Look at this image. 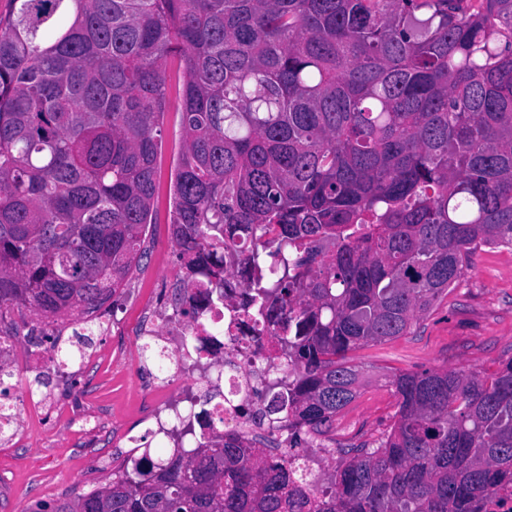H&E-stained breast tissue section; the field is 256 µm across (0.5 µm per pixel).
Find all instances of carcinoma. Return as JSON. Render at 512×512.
<instances>
[{
	"instance_id": "1",
	"label": "carcinoma",
	"mask_w": 512,
	"mask_h": 512,
	"mask_svg": "<svg viewBox=\"0 0 512 512\" xmlns=\"http://www.w3.org/2000/svg\"><path fill=\"white\" fill-rule=\"evenodd\" d=\"M0 17V309L84 314L153 223L166 66L183 82L170 224L278 331L293 434L358 395L349 354L410 332L479 247H512V0H11ZM279 269L275 279L263 269ZM196 318L209 297L180 293ZM398 419L328 490L226 434L31 512H482L512 487V357L389 379Z\"/></svg>"
}]
</instances>
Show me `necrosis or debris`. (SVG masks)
<instances>
[{
  "instance_id": "1",
  "label": "necrosis or debris",
  "mask_w": 512,
  "mask_h": 512,
  "mask_svg": "<svg viewBox=\"0 0 512 512\" xmlns=\"http://www.w3.org/2000/svg\"><path fill=\"white\" fill-rule=\"evenodd\" d=\"M251 244H230L224 249L227 269L224 281L202 279L191 282L192 292H209L211 305L204 308L198 320H190L166 308L156 310L152 319L146 320L140 335L161 342H177L174 354L173 387L167 388L165 399L152 411L157 430L173 447L185 445L181 424L195 411L196 398L193 387L211 380L224 384V398L210 409L211 425L202 429L200 439L209 440L227 432L267 434V426L248 422L241 413L242 405H249L252 412H268L277 406L287 412V400L268 399L276 381L287 379V369L264 371L259 357L262 345L251 326L260 317L258 309L240 308L237 296L243 288L239 278L241 267L251 251ZM203 337L202 352L187 354L184 343L187 337ZM0 362L6 363L12 374L27 378L30 373L55 371L58 359L44 356L33 360L24 354L20 345L11 338L0 336ZM63 413L60 401L34 392L27 393L22 402L13 407L0 406V446L13 444L22 432L38 430L46 411Z\"/></svg>"
}]
</instances>
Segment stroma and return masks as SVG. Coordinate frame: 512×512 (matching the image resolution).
Wrapping results in <instances>:
<instances>
[{
	"instance_id": "1",
	"label": "stroma",
	"mask_w": 512,
	"mask_h": 512,
	"mask_svg": "<svg viewBox=\"0 0 512 512\" xmlns=\"http://www.w3.org/2000/svg\"><path fill=\"white\" fill-rule=\"evenodd\" d=\"M179 107L178 98L169 99L163 128V195L157 223L145 229V255L114 296L111 320L92 330L90 346L99 358L82 370L75 387L56 380L49 386L65 398L72 416L91 414L100 422L96 428L79 431L54 416L40 432L1 450L0 512H29L36 501L91 491L111 480L113 472L133 467L143 453L158 457L170 449L147 420L158 399L148 394L146 386L163 374L135 333L151 307L175 306L173 284L184 275L168 231ZM511 357L512 249L484 248L473 255L454 290L442 296L410 334L354 352L367 381L356 399L337 414L327 434L334 453L322 475L343 465L345 448L375 447L393 424L396 399L385 383L386 374L448 369L483 375L495 372L501 361ZM127 433L135 436V444L123 443Z\"/></svg>"
}]
</instances>
